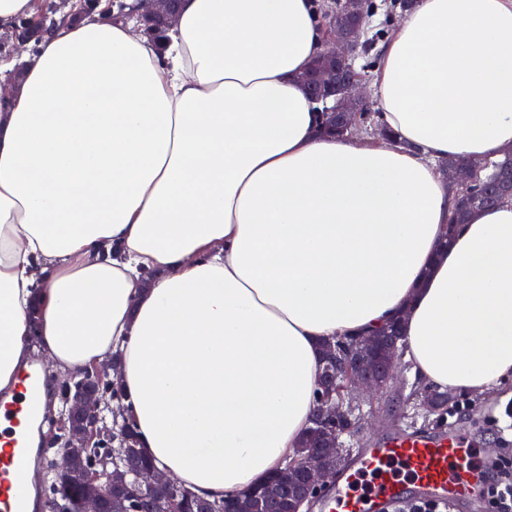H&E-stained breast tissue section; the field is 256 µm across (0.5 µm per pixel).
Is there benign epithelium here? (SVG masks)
Returning a JSON list of instances; mask_svg holds the SVG:
<instances>
[{
  "instance_id": "7a95c632",
  "label": "benign epithelium",
  "mask_w": 512,
  "mask_h": 512,
  "mask_svg": "<svg viewBox=\"0 0 512 512\" xmlns=\"http://www.w3.org/2000/svg\"><path fill=\"white\" fill-rule=\"evenodd\" d=\"M108 2L106 12H113L114 0H46L38 15L26 18L13 29L0 35V47L14 55L25 49L37 36L56 28L60 21L72 16L87 15L97 10L101 2ZM137 21L176 18L178 0H139ZM361 0H343L340 11L326 14L327 46L316 60L314 74L302 77L303 82L316 88L317 101L331 103L322 110L324 128L352 132L361 128L368 108V100L361 92L363 84L353 75L355 29L361 24ZM448 181L458 196L478 209L479 200L472 194V186L479 174L460 167L447 172ZM402 337L383 327L357 340H328L322 348V368L319 379L320 405L311 418L296 455L285 467H280L266 483L243 493L253 498L255 506L276 501L288 495V512H313L316 502L336 477L345 457L342 433L338 426L351 419L359 409L364 395H373L395 380L399 367L398 343ZM98 387L89 381L76 383L66 399V407L58 416L57 425L62 437L49 433L51 440L61 443L60 458L51 461L57 481L66 495V512H137L130 499L112 498V490L123 488L132 481L139 490L163 492L174 484L171 475L161 472L147 462L135 471H122L115 462L107 461L101 470L86 472L80 469L84 450L106 438L111 440L113 458L124 459L137 451L138 439L132 427L121 424L111 409L112 425H107L104 409L97 398ZM420 405L434 413L448 394L423 389L418 395ZM182 496L171 500L168 512H185L186 505L196 503L210 512L207 501L187 488Z\"/></svg>"
}]
</instances>
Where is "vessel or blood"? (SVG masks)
Segmentation results:
<instances>
[{
  "label": "vessel or blood",
  "instance_id": "b4317fda",
  "mask_svg": "<svg viewBox=\"0 0 512 512\" xmlns=\"http://www.w3.org/2000/svg\"><path fill=\"white\" fill-rule=\"evenodd\" d=\"M33 387H21L4 406L12 425L32 410ZM16 438L0 433V512H23L17 491ZM486 483L478 449L453 435L395 433L383 446L363 451L339 476L329 512H391L407 494L419 503L466 507Z\"/></svg>",
  "mask_w": 512,
  "mask_h": 512
}]
</instances>
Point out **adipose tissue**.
<instances>
[{
    "label": "adipose tissue",
    "instance_id": "adipose-tissue-1",
    "mask_svg": "<svg viewBox=\"0 0 512 512\" xmlns=\"http://www.w3.org/2000/svg\"><path fill=\"white\" fill-rule=\"evenodd\" d=\"M314 0H181L42 35L0 99V394L116 358L140 446L210 499L309 425L325 339L403 319L438 391L512 381V201L448 231L454 158L512 149V0H416L373 81L396 143L324 133ZM139 2L138 28L143 20L165 19L172 23L176 18L179 3L177 0H139Z\"/></svg>",
    "mask_w": 512,
    "mask_h": 512
}]
</instances>
